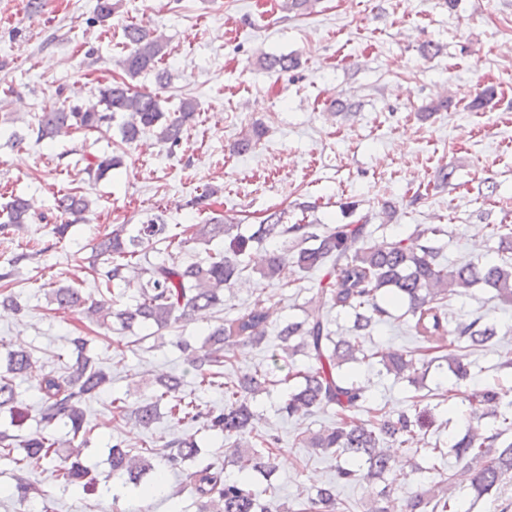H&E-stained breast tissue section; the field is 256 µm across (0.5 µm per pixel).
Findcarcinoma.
Masks as SVG:
<instances>
[{
    "instance_id": "1",
    "label": "carcinoma",
    "mask_w": 512,
    "mask_h": 512,
    "mask_svg": "<svg viewBox=\"0 0 512 512\" xmlns=\"http://www.w3.org/2000/svg\"><path fill=\"white\" fill-rule=\"evenodd\" d=\"M119 0H97L95 20L104 22L118 9ZM127 53L119 60L123 76L99 89L98 103L83 110L61 105L36 115L28 125L36 140L51 142L73 131L101 132L110 128L116 115L123 117L121 142L130 147L147 130L155 131L158 141L172 151L182 141L184 126L194 118L196 103L184 98L178 115L166 117L161 99L137 89L130 80L153 71L159 86L167 85L171 75L157 65L165 56V39L149 30L130 24L123 27ZM268 70L289 72L299 66L292 55L259 57ZM265 135L260 124H254L248 135L237 143L240 152L249 151ZM122 165L119 156L104 155L87 163L83 172L93 181L106 178L112 169ZM93 201L86 194L69 192L56 199V209L66 217L82 219L91 212ZM34 214L28 200L15 196L6 205L0 234L8 235L33 223ZM235 225L211 217L202 224L184 229L188 236L175 241L169 225L160 218H149L141 224H114L112 231H94L90 238L92 259L90 271L103 277L106 291L99 298L86 296L72 285L50 283L49 302L56 310L82 315L102 329H110L115 321L123 330L136 326L168 329L183 320L202 318L210 310L224 305V289L233 287L243 276L246 266L240 256L250 243L271 241L291 243L266 251L260 273L269 279H284L288 269L301 272L318 269L331 262L336 282L318 289L314 301L300 321L280 324L279 352L274 360H288L289 387L280 408L287 417L306 415L318 408H332L336 424L302 438L304 447L334 452L350 459L348 467L336 466V479L350 484L367 482L384 484L365 512H390L391 494L397 489L396 461L389 449L402 448L416 456L425 453L434 462L442 461L448 452L440 447L419 448L423 429L433 423L430 412L417 400L411 408L387 413L370 407V418L362 420L357 412L368 402L366 387L359 384L349 363H370L378 359L386 373L420 389L430 364L444 361L453 375L454 385L470 376L469 352L487 346L498 336L497 328L481 319H455L450 316V301L468 295L471 287L482 284L497 295L512 301V259L499 263L467 262L443 266L437 261L432 238L444 232L439 225L416 228L407 237L367 245L365 224H340L315 231L313 224H288L285 213L273 211L253 232L244 237L234 232ZM224 241V253L208 255L199 261L183 264L172 253L155 261L148 259L157 245L171 247L189 242ZM33 253H14L12 268L0 272V306L21 310L12 292L14 268L29 260ZM136 289L131 303L121 302L126 290ZM388 288L396 300L408 303L413 318L412 329L421 346L413 351L386 352L368 345L372 330L383 323L389 312L378 302V294ZM351 309L355 319L350 334L335 337L329 329L327 310ZM272 317L270 308L258 301L231 318L208 329L204 349L192 352L189 363L196 370L198 387L224 389V408L203 405L195 397L179 395L183 378L161 375L152 383V395L137 403L115 397L112 413L117 419L132 416L144 428L158 418L160 403L169 404L173 428L193 429L200 425L224 436L234 448L232 463L237 475H225V463L205 461L194 435L177 436L171 432L154 435L147 445L135 448L123 440L112 444L108 461L112 478L124 487L132 486L141 493H156L157 478L147 484L143 478L158 467L184 475V488L196 498L200 512H267L265 504L251 489L254 476L268 480L264 493L273 498L277 486L271 477L277 471L281 439L270 432L258 435L252 442L256 414L250 399L259 392L282 384L270 371L248 370L241 374L224 372L231 354L240 346L257 345L265 337ZM76 352L73 362L37 378L39 429L25 439L17 440L0 433V461H8L19 469H31L44 463L54 468L56 480L63 486L93 484L90 470L81 460L87 447L83 404L97 397L109 382L108 375L84 356L89 339L80 334L69 337ZM307 357L312 365L303 370L293 368L297 355ZM37 358L25 347L7 351L5 374H0V411L11 415L13 425L21 428L28 420V409L19 406L14 379L28 376L36 369ZM472 414L491 415L496 424L487 436L479 426L450 444L451 453L464 463L462 476L473 500L490 494L503 479L512 477V414L499 411V393L493 385L469 393ZM447 487L433 492L420 489L403 499L400 512H455L452 487L458 475L444 480ZM336 486L324 484L302 503L304 512H341Z\"/></svg>"
}]
</instances>
